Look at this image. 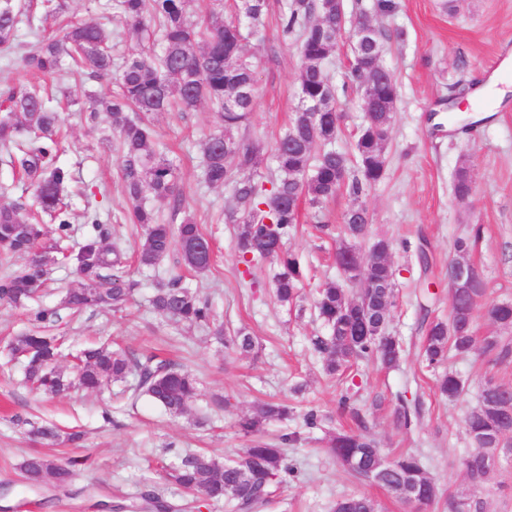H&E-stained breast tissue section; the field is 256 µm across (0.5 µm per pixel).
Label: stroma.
Returning a JSON list of instances; mask_svg holds the SVG:
<instances>
[{"label":"stroma","mask_w":512,"mask_h":512,"mask_svg":"<svg viewBox=\"0 0 512 512\" xmlns=\"http://www.w3.org/2000/svg\"><path fill=\"white\" fill-rule=\"evenodd\" d=\"M445 1L397 0V11L382 15L374 9L375 0H344L348 21L369 19L384 34L382 62L396 79L399 96L383 179L357 201L341 191L321 210L301 206L299 230L288 241L307 274L296 305L276 300L273 264L264 261L249 270L239 264L234 227L226 221L235 206L232 189L204 182L201 144L220 130L218 114L204 104L193 112L158 115L157 138L178 164L181 212L203 225L214 264L202 273L187 271L175 250L155 268L131 267L129 277L137 287L125 311L90 309L73 315L64 310L52 332L63 337L69 351L116 342L139 358H169L197 375L200 394L180 417L115 387L43 399L25 382L21 364L11 359L5 343L6 337L30 330L29 312L0 303V512H142L141 495L148 490L171 506L184 504L186 496L163 477V464L187 453L217 459L235 453L245 444L235 422L258 399L284 401L295 409L288 421L263 425L266 439L299 435L286 448L287 461L298 474L276 489L261 512H330L337 498L354 493L372 497L380 512H409L334 462L323 442L326 430L304 426L303 413L314 409L329 416L327 430L351 428V418L337 410L346 392L385 457L403 452L419 456L441 497L426 512H448L445 497L467 486L461 467L470 450L464 424L482 384L491 379L512 386V358L490 366L475 353L452 355L446 367L462 376L468 389L450 401L436 393L434 374L421 359L430 321L448 316V265L457 239H470V260L487 282L489 300L512 301V93L493 106L477 93L478 86L492 79L512 89V0H449L454 4L450 10ZM270 4L266 41L256 51L253 115L248 126L232 132L236 142L262 145L257 171L265 176L275 170L274 146L298 102L300 74L295 42L282 40L277 31L275 11L283 0ZM351 60L350 44L343 39L324 64L339 90L342 114L334 146L349 155L363 120L362 95L347 87ZM46 83L63 105L59 121L65 139L58 162L70 170L72 186L80 191L72 199L65 248L77 250L90 230L83 215L88 195L108 219L107 244L134 252L141 231L123 221L127 200L109 120L103 113L90 119L87 112L91 96L103 93L105 83L83 76L50 77ZM459 95L469 101L471 115L482 118L468 132L461 122L448 120L446 101ZM464 165L470 168L473 192L461 200L452 183ZM357 202L368 213L371 239L394 243L395 305L388 330L401 342L403 355L393 368L362 364L330 377L310 343L325 332L314 312L313 293L319 285L342 279L335 262L342 244L336 226ZM318 217L326 228H315ZM477 226L482 229L478 237L473 234ZM423 251L429 257L425 263L419 258ZM176 276L211 302L225 334L241 329L251 333L255 353H232L208 333L154 312L149 300L156 288ZM216 394L229 398L230 407L212 406ZM402 399L418 415L407 429L394 417ZM19 416L78 430L85 437L76 447L42 444L16 425ZM34 451L72 463L71 482L63 487L28 485L19 464ZM482 499L485 512H512V462H500L490 472Z\"/></svg>","instance_id":"obj_1"}]
</instances>
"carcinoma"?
I'll list each match as a JSON object with an SVG mask.
<instances>
[{
	"label": "carcinoma",
	"instance_id": "cac0c4a2",
	"mask_svg": "<svg viewBox=\"0 0 512 512\" xmlns=\"http://www.w3.org/2000/svg\"><path fill=\"white\" fill-rule=\"evenodd\" d=\"M187 0H110L112 22L133 31L142 42L139 53L125 58L118 74L112 75L108 35L91 23H67L61 34L39 40L22 56L23 75L37 78L61 76L64 61L92 80L112 85L109 93L93 100L91 117L104 112L120 146L121 173L128 206L124 220L145 228L137 260L156 267L174 248L185 266L198 273L208 270L213 255L201 253L209 238L203 227L190 218L179 224L160 221L158 211L147 203L146 193L167 200L173 212L181 210L183 189L177 167L159 147L153 117L175 108L193 112L206 103L219 115L222 131L201 145L203 178L210 187H232L237 209L230 216L235 224L238 257L249 266L271 261L280 267L275 296L290 304L299 296L305 279L299 257L286 243L299 224V203L306 198L321 208L338 190L359 199L385 174L384 152L392 114L398 99L394 76L382 64L383 34L352 49L351 78L363 94L365 121L355 143L354 158L336 151L332 143L339 126L336 88L324 73L323 63L336 47L338 17L336 0H288L277 20L280 36L298 42L301 59L298 103L288 127L276 142L274 158L279 177L271 188L254 176H241L257 165L258 148L240 150L227 133L246 122L253 112L256 72L247 43L265 41L269 0H233V13L211 9L204 21L190 19ZM44 20H58L63 6L57 0H0V52H8L23 23H34V11ZM59 127L57 112L50 106L46 87L34 82L19 83L0 90V148L12 169L34 187L42 212L58 224V237L45 241L39 215L17 201L0 202V246L24 257L18 270L0 277V302L24 306L35 299L44 283L47 258L61 253V240L70 227L71 203L64 192L72 181L69 170L58 165ZM469 167H461L453 191L466 198L472 191ZM93 232L67 260L82 278L81 286L62 298L63 307L81 312L88 308L123 309L133 283L126 280L127 261L121 249L104 245L107 235L101 222L90 218ZM369 235V217L360 207L344 216L343 246L339 252L356 251ZM391 242H373L359 282L365 296L349 297L342 286L328 282L318 289L314 307L329 334L312 339L314 350L326 362V372L336 374L358 361H376L392 366L401 359L398 339L387 332L394 304L395 270L389 261ZM487 294L484 281L478 287L449 295L448 321H435L427 330L424 360L435 368L447 358L448 350L467 354L480 351L496 364L512 355V347L496 336L477 341L473 335L476 312ZM151 308L169 319L208 331L213 325L211 304L175 278L157 288ZM487 319L512 328V302L486 306ZM58 309L40 306L32 321L40 327L55 324ZM225 345L241 355L255 349L250 333L240 330ZM13 354L27 350L25 374L39 392L55 396L70 385L95 391L110 384L137 378L136 391L172 416L183 415L198 392L196 376L174 363L152 355L144 359L122 349L88 348L68 374L58 366L60 352L54 336L40 332L13 337ZM442 396L453 400L464 389L462 380L450 373L438 380ZM285 403L262 402L237 420L245 447L219 461L198 454H185L165 467V476L184 492L222 502L228 512H257L268 501L272 488L295 476L285 463L282 449L267 443L260 434L266 423L288 419ZM512 386L494 383L481 389L480 402L468 415L466 436L472 451L462 458L467 489L459 499L448 501V509L463 502L467 512H485L482 491L490 469L487 455L512 457ZM29 433L48 444H76L78 433L61 434L51 424L34 426ZM325 447L354 478L373 471L375 485L397 501L418 509L430 505L438 490L420 460L411 454L388 459L373 439L361 432L343 431L326 435ZM20 469L31 483H68L73 471L52 457L33 452L23 457ZM376 502L364 494L345 495L331 512H376Z\"/></svg>",
	"mask_w": 512,
	"mask_h": 512
}]
</instances>
